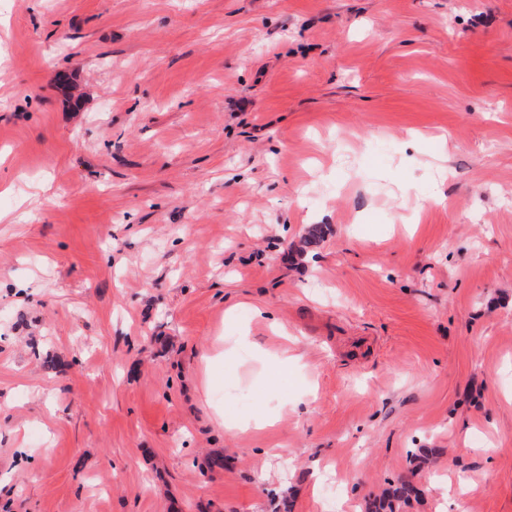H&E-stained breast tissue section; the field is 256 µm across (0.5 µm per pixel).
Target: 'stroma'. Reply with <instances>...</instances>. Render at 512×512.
I'll return each instance as SVG.
<instances>
[{
    "mask_svg": "<svg viewBox=\"0 0 512 512\" xmlns=\"http://www.w3.org/2000/svg\"><path fill=\"white\" fill-rule=\"evenodd\" d=\"M402 476L512 512V0H0V512Z\"/></svg>",
    "mask_w": 512,
    "mask_h": 512,
    "instance_id": "obj_1",
    "label": "stroma"
}]
</instances>
